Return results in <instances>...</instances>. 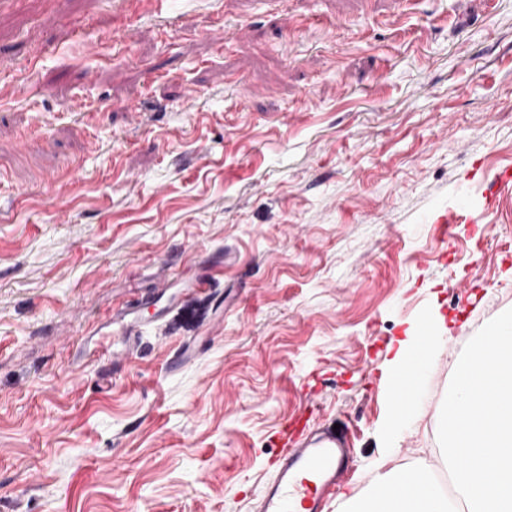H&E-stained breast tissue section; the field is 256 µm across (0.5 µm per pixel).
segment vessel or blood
Wrapping results in <instances>:
<instances>
[{
  "label": "vessel or blood",
  "instance_id": "1",
  "mask_svg": "<svg viewBox=\"0 0 512 512\" xmlns=\"http://www.w3.org/2000/svg\"><path fill=\"white\" fill-rule=\"evenodd\" d=\"M118 319L130 338L146 326L134 305L126 307ZM351 455V449L337 443L331 433L311 438L302 448L282 449L261 493L258 512H325V502L346 474Z\"/></svg>",
  "mask_w": 512,
  "mask_h": 512
}]
</instances>
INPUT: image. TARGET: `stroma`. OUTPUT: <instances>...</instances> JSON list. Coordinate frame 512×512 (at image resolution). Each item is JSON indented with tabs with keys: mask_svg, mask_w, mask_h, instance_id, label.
<instances>
[{
	"mask_svg": "<svg viewBox=\"0 0 512 512\" xmlns=\"http://www.w3.org/2000/svg\"><path fill=\"white\" fill-rule=\"evenodd\" d=\"M508 170L512 0H0V512H253L286 427L353 450L327 512L386 460L464 512L437 430L512 308ZM168 266L215 281L172 308ZM116 319L122 322L123 332L130 340L140 334L145 327L152 324L153 321L145 322L138 311L137 305L127 306ZM398 343L399 346L396 350L394 358L391 361L393 373L395 371L398 372L401 369H406L407 374H400L395 381L397 395L401 396V398L398 400L392 393L390 407V423L392 426H394L397 421L405 418L408 415L412 407V399L410 397V393L413 387L417 384V363L411 367L413 356L412 349L409 347V339L400 340ZM406 383L407 390L404 394H402L405 390Z\"/></svg>",
	"mask_w": 512,
	"mask_h": 512,
	"instance_id": "1",
	"label": "stroma"
}]
</instances>
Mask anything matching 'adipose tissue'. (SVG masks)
I'll return each mask as SVG.
<instances>
[{
  "label": "adipose tissue",
  "mask_w": 512,
  "mask_h": 512,
  "mask_svg": "<svg viewBox=\"0 0 512 512\" xmlns=\"http://www.w3.org/2000/svg\"><path fill=\"white\" fill-rule=\"evenodd\" d=\"M407 469L394 466L380 474L377 480L379 512H448V501L432 483L418 490L404 491Z\"/></svg>",
  "instance_id": "obj_1"
}]
</instances>
